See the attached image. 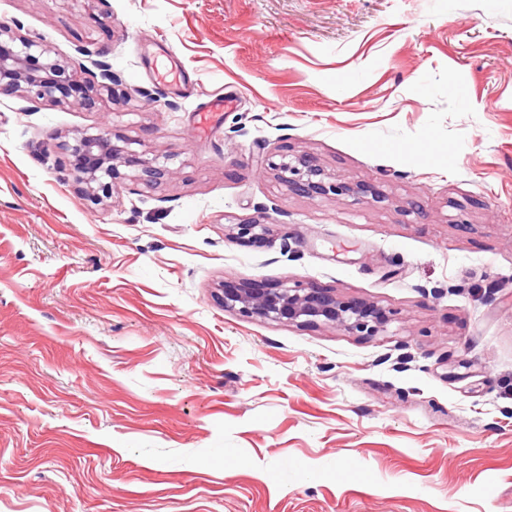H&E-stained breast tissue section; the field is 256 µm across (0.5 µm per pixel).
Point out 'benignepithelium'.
I'll use <instances>...</instances> for the list:
<instances>
[{"label": "benign epithelium", "mask_w": 512, "mask_h": 512, "mask_svg": "<svg viewBox=\"0 0 512 512\" xmlns=\"http://www.w3.org/2000/svg\"><path fill=\"white\" fill-rule=\"evenodd\" d=\"M97 83L80 84L70 60L49 47L20 33V28L0 22V94H15L34 102L62 104L74 94L79 103L89 105L93 95L113 93L116 81L112 66L103 60L95 63ZM72 166L85 197L95 204L112 197L121 169L132 177L158 182L173 174L170 158L156 156L146 160L133 151L117 152L110 138L78 134L67 144ZM261 169L279 173L290 190L312 197L356 195L360 190L329 181L324 170L306 154L282 155L279 161H263ZM266 224L244 219L232 225V235L248 246L266 243ZM224 308L244 316L282 324L308 326L334 325L366 336L376 335L389 322L387 312L374 303L344 299L329 288L270 285L263 281H226Z\"/></svg>", "instance_id": "benign-epithelium-1"}]
</instances>
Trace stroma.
I'll list each match as a JSON object with an SVG mask.
<instances>
[{
    "label": "stroma",
    "instance_id": "35a3bbf8",
    "mask_svg": "<svg viewBox=\"0 0 512 512\" xmlns=\"http://www.w3.org/2000/svg\"><path fill=\"white\" fill-rule=\"evenodd\" d=\"M1 20L118 80L85 107L0 94V512H512V0H0ZM77 132L174 174L93 204ZM288 152L381 196L258 172ZM249 217L264 246L228 235ZM253 279L390 321L225 309Z\"/></svg>",
    "mask_w": 512,
    "mask_h": 512
}]
</instances>
